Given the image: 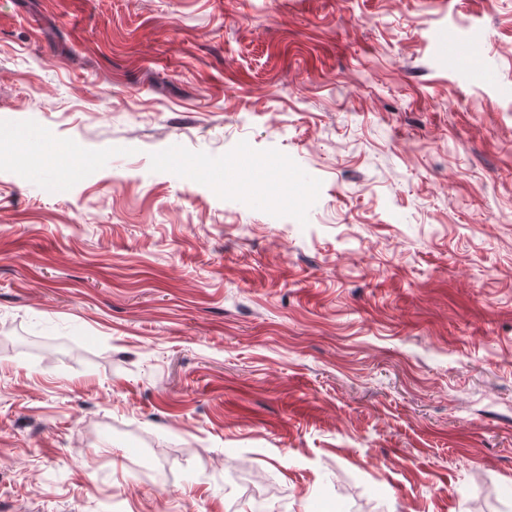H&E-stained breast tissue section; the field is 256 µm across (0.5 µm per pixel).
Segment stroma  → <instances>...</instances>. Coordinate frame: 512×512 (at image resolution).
<instances>
[{"label":"stroma","instance_id":"1","mask_svg":"<svg viewBox=\"0 0 512 512\" xmlns=\"http://www.w3.org/2000/svg\"><path fill=\"white\" fill-rule=\"evenodd\" d=\"M8 133L0 512H512V0H0Z\"/></svg>","mask_w":512,"mask_h":512}]
</instances>
